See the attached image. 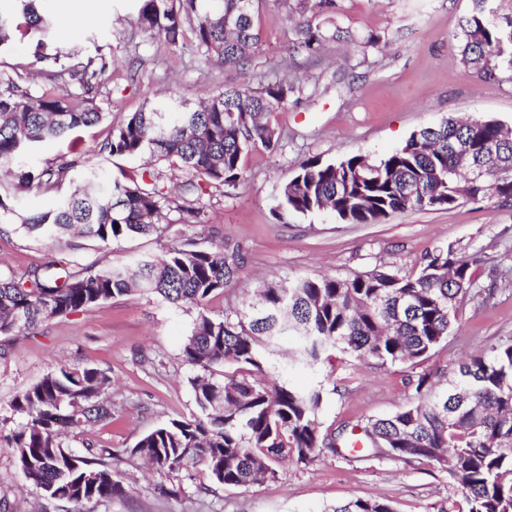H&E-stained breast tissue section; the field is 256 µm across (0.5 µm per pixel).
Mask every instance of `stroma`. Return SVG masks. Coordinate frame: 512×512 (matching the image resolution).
Masks as SVG:
<instances>
[{"mask_svg":"<svg viewBox=\"0 0 512 512\" xmlns=\"http://www.w3.org/2000/svg\"><path fill=\"white\" fill-rule=\"evenodd\" d=\"M337 5L336 12L311 15L312 24L340 26L373 41L332 42L311 57L289 50L285 9L278 0H263L255 16L261 38L251 69L271 79L288 77L297 90L269 117L278 147L246 154L247 179L237 188L207 187L200 222L180 224L175 235L109 244L37 237L18 223L0 233V264L17 272L69 256L104 268L185 244L239 249L235 281L206 304L214 318L240 308L260 285L296 275L349 279L373 269L408 272L439 246L476 257L474 276L482 293L462 307L459 331L423 365L336 353L315 369L291 372L298 385L323 383L319 420L325 434L395 413L413 395L411 376L449 367L495 337L512 336V206L493 198L462 199L449 208L408 211L375 224H348L323 213L275 214L282 183L307 159L334 162L351 154L377 159L420 127L449 117L495 120L512 128V83L481 78L462 64L456 48L460 22L475 0H337ZM42 8L53 21L55 46L84 58L106 55L112 75L97 98L104 120L40 146L31 157L42 165L65 155L77 159V167L58 189L22 198L20 212L49 207L93 169L115 178L138 173L145 157L110 160L98 152L129 113L167 97L193 105L243 79L236 69L144 35L134 23L132 0H44ZM196 316V308L135 292L12 336L0 357V433L12 428L6 406L12 397L59 364L88 365L112 378L113 417L77 430L69 445L78 455L88 439L111 449L112 468L129 491L89 504V512H328L357 498L390 503L396 512H437L460 500L447 474L415 458L402 462L325 450L308 465H283L275 480L225 488L201 469L168 474L126 455L144 434L196 413L192 371L182 361ZM176 485L183 491L174 496L170 490ZM0 499L9 503V512H58L56 502L27 483L2 442Z\"/></svg>","mask_w":512,"mask_h":512,"instance_id":"obj_1","label":"stroma"}]
</instances>
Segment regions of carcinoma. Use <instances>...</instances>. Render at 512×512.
<instances>
[{
	"label": "carcinoma",
	"instance_id": "1",
	"mask_svg": "<svg viewBox=\"0 0 512 512\" xmlns=\"http://www.w3.org/2000/svg\"><path fill=\"white\" fill-rule=\"evenodd\" d=\"M0 10V52L20 28L30 35V65L44 83L0 71V224L21 222L46 237L76 230L103 243L173 229L168 214L190 223L200 218L201 196L210 184L236 188L245 180L243 156L273 149L278 136L269 122L276 105L295 91L286 78L228 84L199 107L160 101L130 113L112 130L99 153L133 157L149 153L154 164L137 176L102 178L90 172L84 185L48 209L21 214L9 204L33 186L57 188L77 166L63 155L41 168L28 165L41 143L67 138L96 124L103 112L98 90L110 70L106 57L85 61L75 51L47 52L53 22L39 14L38 0H10ZM135 22L172 47L246 70L260 41L254 24L262 0H135ZM476 0L464 20L457 49L481 76L512 80V17L491 18ZM298 18L292 44L312 56L333 41L369 44L337 27L331 31L304 20L307 13L336 10V0H281ZM474 149L483 179L471 183L453 151L460 141ZM166 163L186 177L171 196ZM497 184V200L512 204V131L491 121L446 120L425 126L401 146L372 160L361 154L337 162L312 158L281 187L275 212L328 213L353 224H374L408 210L450 207L461 196L484 197ZM119 228H114V225ZM51 260L17 275L0 271V337L32 332L46 321L83 311L132 292L156 294L179 305L203 306L236 277V252L224 246L171 248L103 269H74ZM473 261L452 247L428 253L416 272L374 269L351 279L296 276L249 294L240 310L222 319L198 313L182 357L200 413L173 419L126 449L168 473L199 467L226 487H248L278 476L283 461L307 465L324 448L336 451V436L322 434L318 421L322 388L266 379L267 355L285 337L295 339L289 362L311 367L340 351L381 363L418 364L447 342L458 310L472 294ZM232 366L234 370L226 371ZM412 401L385 418L354 425L362 431L365 457L424 459L448 474L465 507L456 512H512V337L500 339L441 373L409 380ZM112 379L94 367L61 365L9 403L16 427L5 436L24 477L63 512H84L94 501L124 497L128 490L104 456L110 448L87 443V455L69 451L67 434L112 418L107 393ZM329 512H395L387 502L361 499Z\"/></svg>",
	"mask_w": 512,
	"mask_h": 512
}]
</instances>
